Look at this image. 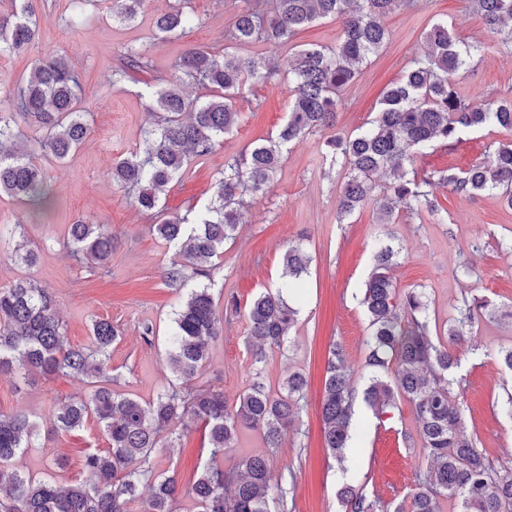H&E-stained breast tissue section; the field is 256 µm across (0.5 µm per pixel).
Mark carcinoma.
I'll list each match as a JSON object with an SVG mask.
<instances>
[{"instance_id":"obj_1","label":"carcinoma","mask_w":512,"mask_h":512,"mask_svg":"<svg viewBox=\"0 0 512 512\" xmlns=\"http://www.w3.org/2000/svg\"><path fill=\"white\" fill-rule=\"evenodd\" d=\"M146 0H112V19L132 23ZM260 0L237 6L224 54L190 48L176 62L178 76L151 94L146 148L112 163V180L131 195L134 205L155 219L150 230L177 249V259L163 271L166 287L185 296L172 318L166 363L173 375L168 386L144 404L129 393L112 389L116 378L110 365L112 344L119 330L107 318L91 324V345L68 343L54 294L32 279L0 288V374L17 372L24 381L69 376L89 385L79 397L58 401L50 412L52 430L70 434L94 418L109 448L89 452L82 466L88 480L61 486L26 471L21 460L35 447L40 424L31 415L0 414V512H177L178 498L187 496L196 512H288L294 484L276 476L270 456L288 433L298 430L300 402L307 380L288 375L273 393L259 378L233 402L224 390L204 380L212 342L224 330L212 292L223 269L224 244L236 238L247 195L262 194L273 182L284 150L293 141L337 126L342 92L350 86L370 56L389 41L388 15L414 5L415 0H276L267 15ZM11 14L0 17V53L20 54L33 42L36 23L28 0H12ZM485 26L512 51V0H472ZM339 23L333 45H297L274 59L243 55L229 49L254 44L281 48L303 28L320 20ZM200 23L177 5L156 16L160 39L180 35ZM425 50L414 57L402 79L384 94L380 108L363 130L336 133L324 142L330 164L347 168V180L337 198L343 220L371 201L383 224H392L400 208L440 212L436 193L446 189L463 195L495 193L512 208V141L501 142L490 164L462 170L449 167L426 174L414 170L420 151L435 143L459 139L464 130L497 128L512 132V97L476 102L462 96L453 78L470 68L485 46L456 37L444 21L425 33ZM124 65L112 72L121 86L131 72L148 68L149 49L126 46ZM288 79L290 100L285 122L276 134L224 163L207 206H188L169 213L166 197L191 161L211 155L224 135L236 127L235 101L249 89L274 77ZM196 84L203 97L188 95ZM81 85L68 57L40 62L0 99V200L47 207L48 176L35 160L44 153L63 161L86 141L91 129L78 108ZM32 121L41 135L30 142L18 121ZM385 170L393 181L377 189L371 175ZM15 254L32 267L38 252L22 225ZM63 244L75 261L103 270L112 259V235L102 226L68 225ZM392 246L373 255L372 272L360 304L368 317L364 401L382 416L401 398L412 404L421 447L431 464L415 472L409 500L400 503L366 492V485H347L337 492L340 512H440L443 500L460 502L459 512H512V467H497L476 447L452 397L454 347L480 316L512 321V306L503 310L479 297L463 300L456 318L438 332L429 316L424 293L413 288L400 294L391 272L396 265ZM310 258L301 245H290L282 256L283 287L266 288L240 308L234 298L224 304L227 317L243 315L245 344L254 363L284 347L297 323L298 308L288 302L289 290H301ZM394 373H389V369ZM345 365L344 351L331 345L321 405L323 446L340 462L352 447L356 388ZM205 430L208 459L192 484L183 488L174 472H156L154 454L172 448L179 439L176 426ZM262 435L267 452L252 455L234 467H224V453L234 447L238 429Z\"/></svg>"}]
</instances>
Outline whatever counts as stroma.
Masks as SVG:
<instances>
[{"mask_svg":"<svg viewBox=\"0 0 512 512\" xmlns=\"http://www.w3.org/2000/svg\"><path fill=\"white\" fill-rule=\"evenodd\" d=\"M173 0H148L134 23L113 21L107 0L74 12L73 0H31L38 34L22 55L0 56V91L26 76L35 63L64 54L80 76V107L87 114L91 136L62 162L43 159L51 178L52 199L47 209L0 202V225L21 224L39 262L28 268L14 260V241L0 242V288L28 277L55 295L66 336L71 345L90 341L93 319L108 318L119 325L121 337L112 345V373L117 391L148 402L171 378L165 363L166 344L156 339L145 344L140 323L150 321L167 331L177 303L176 294L161 278V269L175 250L150 231L151 219L140 212L111 176L112 161L144 146L149 122V89L170 78L175 60L190 47L223 51L236 12L233 0H190L188 11L199 17V27L184 36L160 39L155 16ZM452 24L462 38L482 42L486 52L466 73L456 78L459 91L482 100L512 97V52L487 29L466 0H418L385 20L389 42L362 66L353 85L342 95L338 127L352 132L370 120L384 92L398 81L410 60L423 49L426 30L436 21ZM147 46L152 70L136 74L123 88L113 87V68L121 65V47ZM239 123L225 135L216 151L192 162L173 184L166 200L169 211L209 203L224 162L257 140L268 137L285 120L288 90L280 81L260 83L238 100ZM327 132H318L291 145L274 183L265 194L251 199L235 241L224 247V271L216 278V302L237 297L248 303L264 288L280 282L282 255L288 244L299 243L311 262L299 293L300 314L284 349L269 352L262 379L278 391L290 373L308 381L300 433L289 434L271 459L274 471L290 467L296 474L291 512H337L336 493L345 484H368L387 499L407 498L414 475L429 463L421 446H408L417 422L408 401H399L389 419L365 410L360 424L362 447L357 464H337L322 442L320 401L331 344H341L345 363L353 370L357 389L368 379L363 370L367 316L358 295L371 269L374 244L390 239L400 249L394 269L397 291H424L438 325L456 314L463 298L479 296L499 305L512 304V209L497 195L465 196L442 189L441 216L427 211H400L395 223L384 224L373 204L339 219L336 198L346 171L330 167L323 156ZM512 141V133L484 129L462 133L460 140L438 145L418 156L420 170L465 169L489 161V146ZM101 224L116 240L106 272L79 266L62 245L69 224ZM471 277H462L461 264ZM246 321L237 319L211 346L205 379L236 399L251 383L253 359L245 344ZM512 345V326L481 320L459 349L452 396L467 425L474 430L478 448L495 463L512 465V416L500 410L512 393V372L499 361L501 348ZM86 385L68 377L24 384L12 374L0 375V413L25 412L46 422L54 400L84 395ZM203 430L182 436L173 451L156 452L158 471H176L188 482L206 458ZM108 441L95 420L73 434L40 436L23 458L26 470L49 474L60 482L86 480L82 458L104 452ZM69 463L57 468L55 457Z\"/></svg>","mask_w":512,"mask_h":512,"instance_id":"1","label":"stroma"}]
</instances>
